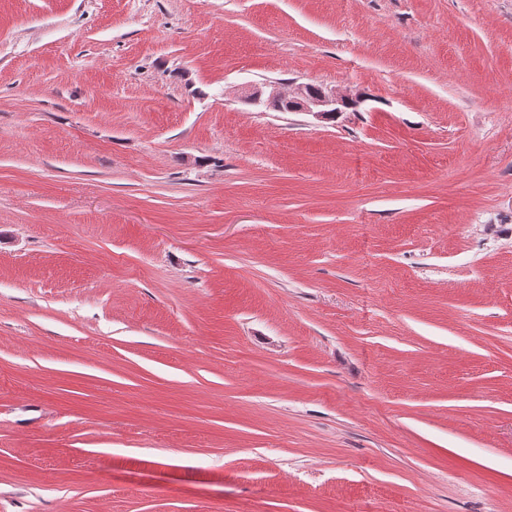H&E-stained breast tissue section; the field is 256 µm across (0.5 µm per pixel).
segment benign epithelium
Returning a JSON list of instances; mask_svg holds the SVG:
<instances>
[{
	"label": "benign epithelium",
	"instance_id": "7a95c632",
	"mask_svg": "<svg viewBox=\"0 0 512 512\" xmlns=\"http://www.w3.org/2000/svg\"><path fill=\"white\" fill-rule=\"evenodd\" d=\"M241 99L249 105L264 107L274 102L290 101L295 105L294 111L308 112L322 120L342 112H356L362 103L358 94L351 95L323 87L313 91L309 83L296 84L289 89L275 85L265 99L260 90L245 86L241 91Z\"/></svg>",
	"mask_w": 512,
	"mask_h": 512
}]
</instances>
